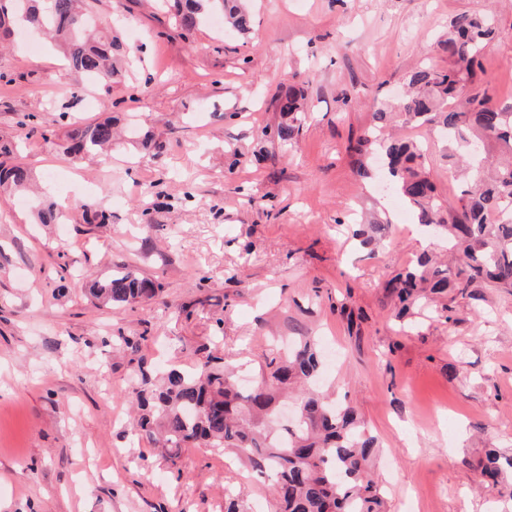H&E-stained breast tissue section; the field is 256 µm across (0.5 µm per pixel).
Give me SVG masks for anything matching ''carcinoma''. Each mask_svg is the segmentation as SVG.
<instances>
[{
    "mask_svg": "<svg viewBox=\"0 0 512 512\" xmlns=\"http://www.w3.org/2000/svg\"><path fill=\"white\" fill-rule=\"evenodd\" d=\"M95 0H0V30L22 20L59 38L71 68L91 81L112 83V25L92 10ZM181 28L195 29L209 15L221 13L234 29H250L240 0H174ZM497 30L488 15L461 13L448 24V36L437 43L448 67L421 65L406 75V90L394 107L374 112L380 123L396 115L426 127L448 147V161L458 160L464 188L448 201L440 199L425 154L414 142L395 139L380 126L364 133L352 151L364 159L376 153L388 169L395 191L414 212L417 223L449 235L457 273L422 256L408 270L392 277L387 290L397 299L395 317L412 314L423 293L464 295L488 281L512 290V102L492 100L483 88L481 59ZM302 94L290 91L278 99L285 121L273 137L288 145L302 124ZM112 120L73 130L67 148L80 158L112 143ZM493 141L510 154L494 162L484 153ZM30 175L20 164L0 165V186L27 188ZM161 286L127 267L112 270L94 285V300L118 306L149 300ZM268 379L246 388L233 372L210 358L188 372L172 370L166 381L136 391L141 415L135 436L146 435L161 447L171 464L185 448H224L247 452L253 471L271 482L274 512H381L380 488L371 463L377 442L366 434L354 407L337 406L318 391L322 360L316 342L305 336L288 358L265 361ZM292 395L300 415L291 424L273 425L280 398ZM492 485L509 487L512 498V456L490 448L478 462Z\"/></svg>",
    "mask_w": 512,
    "mask_h": 512,
    "instance_id": "carcinoma-1",
    "label": "carcinoma"
}]
</instances>
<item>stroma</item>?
Wrapping results in <instances>:
<instances>
[{"mask_svg": "<svg viewBox=\"0 0 512 512\" xmlns=\"http://www.w3.org/2000/svg\"><path fill=\"white\" fill-rule=\"evenodd\" d=\"M251 30L176 27L158 0H96L123 49L111 86L84 81L36 33L0 34V143L34 178L0 190V512H271L243 456L189 448L176 464L132 442L130 382L217 356L252 379L304 334L333 347L321 386L380 445L387 512H512L484 488V449L512 454V292L449 294L448 310L395 320L386 282L447 244L404 211L384 172L350 151L463 11L502 33L482 59L512 101V0H244ZM303 93L292 147L266 137L277 100ZM111 118L110 159L72 164L74 121ZM421 142L440 198L456 173ZM75 193L60 224L37 211ZM107 210L106 224L86 209ZM379 220L372 241L354 235ZM126 265L153 300L105 308L89 286Z\"/></svg>", "mask_w": 512, "mask_h": 512, "instance_id": "35a3bbf8", "label": "stroma"}]
</instances>
